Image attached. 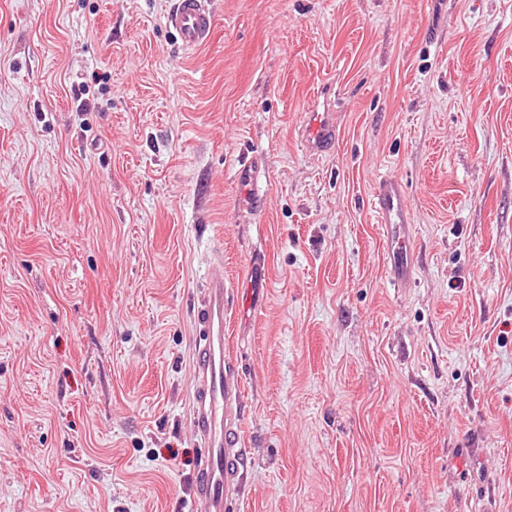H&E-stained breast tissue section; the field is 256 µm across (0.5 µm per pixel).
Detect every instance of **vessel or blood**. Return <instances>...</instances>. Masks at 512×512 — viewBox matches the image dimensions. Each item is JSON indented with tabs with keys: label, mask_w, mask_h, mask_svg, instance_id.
I'll use <instances>...</instances> for the list:
<instances>
[{
	"label": "vessel or blood",
	"mask_w": 512,
	"mask_h": 512,
	"mask_svg": "<svg viewBox=\"0 0 512 512\" xmlns=\"http://www.w3.org/2000/svg\"><path fill=\"white\" fill-rule=\"evenodd\" d=\"M167 23L188 50L207 43L214 29V17L207 0H177ZM335 142V113H309L302 130L306 150L322 154ZM261 166V158L256 157L240 165L236 173V182L248 208L257 211L265 204L264 196L255 188ZM371 206L377 223L384 225L390 241L391 279L396 287H406L413 274L414 259L408 232L412 217L405 204L402 183L386 178L378 180ZM228 296L223 275L209 276L194 320L193 418L205 454L193 485L194 500L201 512H227L247 470V457L241 444L242 380L226 347L225 302Z\"/></svg>",
	"instance_id": "obj_1"
}]
</instances>
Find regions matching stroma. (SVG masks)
<instances>
[{
    "label": "stroma",
    "instance_id": "35a3bbf8",
    "mask_svg": "<svg viewBox=\"0 0 512 512\" xmlns=\"http://www.w3.org/2000/svg\"><path fill=\"white\" fill-rule=\"evenodd\" d=\"M175 2L0 0V512H197L219 255L268 280L227 314L236 512H512V0H208L192 52ZM207 3V0H178L168 16V26L185 49L195 50L212 36L215 23ZM336 142V115L334 112H309L302 130L306 150L325 153ZM262 163L261 157H254L250 162L240 165L236 173V182L243 190L247 207L256 211L262 210L265 204L264 195H261L255 188L257 174L262 167ZM371 206L377 224H383L394 257L391 279L397 288H406L414 270L408 228L412 224L405 204V189L397 180L382 178L373 188Z\"/></svg>",
    "mask_w": 512,
    "mask_h": 512
}]
</instances>
